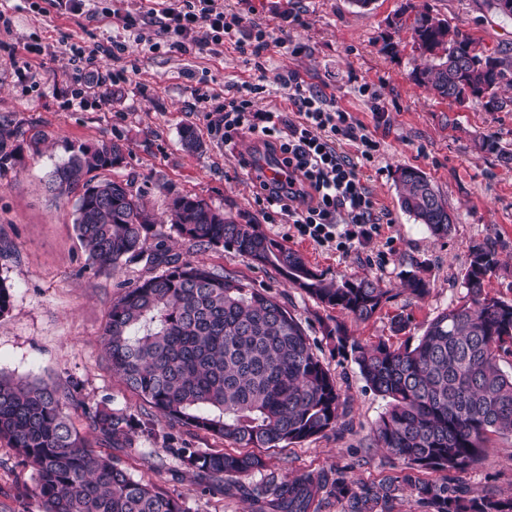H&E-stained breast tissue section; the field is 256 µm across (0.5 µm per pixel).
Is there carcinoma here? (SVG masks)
<instances>
[{
	"mask_svg": "<svg viewBox=\"0 0 512 512\" xmlns=\"http://www.w3.org/2000/svg\"><path fill=\"white\" fill-rule=\"evenodd\" d=\"M412 47L426 60L415 73L434 95L462 102L465 89L487 112H512V50L487 53L469 34L427 10L409 25ZM43 133L0 127V176L12 171L25 149L37 154ZM67 159L51 175L59 196L79 193L75 227L89 266L110 273L143 260L163 270L124 287L112 300L103 329L112 370L155 412L173 425L201 431L241 448H277L318 437L340 418L336 381L314 352L301 324L265 290L169 254L163 233L203 248H228L269 266L289 284L357 321H368L389 299V289L368 275L329 280L257 224H240L205 199L169 198L165 219L149 208L133 178L107 172L124 163L125 145L103 138L89 146L70 143ZM401 209L436 239L448 237L454 214L428 177L412 167L397 170ZM495 248L471 250L463 276V300L436 315L414 346L394 348L349 340L341 326L328 330L350 348L368 385L389 399L374 432L376 445L421 472L465 471L484 455L489 436H512V374L499 361L512 354V303L486 291L498 269ZM407 291L420 299L426 280L412 273ZM78 385H50L0 374V439L35 474L39 512H186L181 498L118 467L73 423L81 410L86 428L109 447L132 448L148 437L147 420L91 407L77 399ZM209 489L265 467L253 454L169 448ZM428 512H512V496L464 497L448 483L406 473L401 479ZM384 493L351 491L345 479L307 472L256 488L271 512H319L328 486L352 500L351 512H375Z\"/></svg>",
	"mask_w": 512,
	"mask_h": 512,
	"instance_id": "1",
	"label": "carcinoma"
}]
</instances>
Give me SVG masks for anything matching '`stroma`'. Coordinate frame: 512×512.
<instances>
[{"label":"stroma","instance_id":"stroma-1","mask_svg":"<svg viewBox=\"0 0 512 512\" xmlns=\"http://www.w3.org/2000/svg\"><path fill=\"white\" fill-rule=\"evenodd\" d=\"M409 3L469 32L487 51L512 47V18L490 10L487 0H372L364 10L350 0H216L225 15L273 32L275 40L262 54L265 68L258 71L228 43L210 51L152 50L156 27L113 28V0H89L86 13L77 16L58 14L50 0H0L9 19L8 28L0 27V124L47 136L40 154L24 153L16 171L0 177V241H8L13 251L0 258V280L11 288L10 306L0 315V373L62 386L76 381L79 398L93 406L133 415L145 407L113 373L102 328L121 285L147 276L149 269L133 262L107 277L88 268L73 224L76 199L56 197L49 189L50 174L70 142L121 139L125 161L113 175L135 177L156 213L165 211L168 193L197 195L239 222L260 225L326 278L368 274L389 290L381 311L358 322L234 250H195L169 236L171 252L192 253L207 266L244 278L291 311L335 377L346 414L343 425L322 436L265 450L266 470L227 481L220 493L204 489L170 451L223 450L226 442L155 417L153 437H136L134 449L117 448L112 455L134 477L180 495L187 512H257L251 492L271 474L323 473L344 478L356 492L403 476L404 462L373 441L385 400L360 376L350 353L327 337V327L341 325L350 338L369 344L416 341L433 317L465 295L462 278L470 251L489 240L497 245L500 266L487 289L512 301V164L498 156L502 149L512 152V112L442 99L415 80L425 60L407 30L388 26ZM283 38L300 45V53L281 47ZM116 40L127 44V51L115 59L99 57L98 63L124 72L125 81L103 88L72 66V46L91 51ZM388 40L398 42L397 53L384 51ZM29 45L42 47L43 55L28 57ZM26 60L32 78L23 82L16 66ZM291 74L352 112L381 143L362 174L390 222L368 246L342 254L291 234L287 225L265 223L238 160L249 154L265 160L268 152L250 135L225 147L210 128L225 90L243 80L259 79L262 104L287 109L284 81ZM364 85L375 92L381 113L372 114L360 95ZM186 126L203 141L201 151L182 147ZM487 140L496 142L497 151L482 149ZM401 167L425 172L447 200L457 216L447 238H433L400 209L394 177ZM410 271L429 282L424 298L405 291ZM400 315L410 325L396 333L391 323ZM426 477L467 496L488 491L512 496V436L492 437L482 462L465 472L430 471ZM33 486L31 466L0 439V512H38Z\"/></svg>","mask_w":512,"mask_h":512}]
</instances>
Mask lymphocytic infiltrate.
<instances>
[{
	"mask_svg": "<svg viewBox=\"0 0 512 512\" xmlns=\"http://www.w3.org/2000/svg\"><path fill=\"white\" fill-rule=\"evenodd\" d=\"M112 24L122 29L158 25L167 46L229 43L240 45L243 17L226 18L212 0H161L159 7L139 15L113 9ZM288 104L296 119L283 110L261 109L256 98L260 84L243 81L224 99V111L211 123L225 145L251 135L279 157L282 175L267 178L248 158L239 165L252 170L255 202L266 223L287 224L301 238L347 251L380 236L383 217L362 182L361 164L371 162L379 143L369 133L356 134L357 119L342 109H329L325 97L289 77ZM354 142L356 157L340 152L342 141Z\"/></svg>",
	"mask_w": 512,
	"mask_h": 512,
	"instance_id": "f902f5d3",
	"label": "lymphocytic infiltrate"
}]
</instances>
